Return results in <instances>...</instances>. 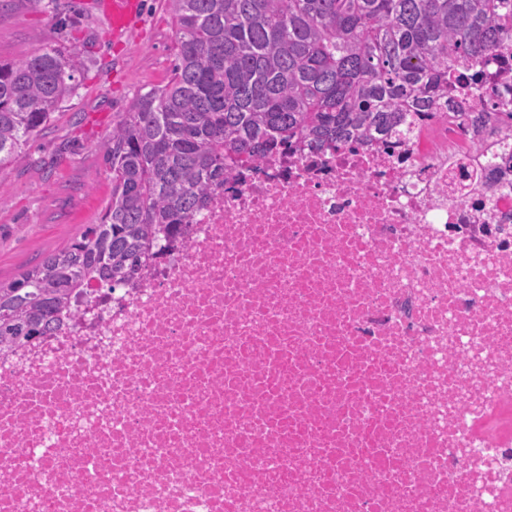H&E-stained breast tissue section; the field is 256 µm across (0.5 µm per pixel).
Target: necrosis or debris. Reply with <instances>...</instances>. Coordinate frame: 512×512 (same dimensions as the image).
<instances>
[{
    "label": "necrosis or debris",
    "mask_w": 512,
    "mask_h": 512,
    "mask_svg": "<svg viewBox=\"0 0 512 512\" xmlns=\"http://www.w3.org/2000/svg\"><path fill=\"white\" fill-rule=\"evenodd\" d=\"M401 136L241 166L0 350V512H512V42Z\"/></svg>",
    "instance_id": "necrosis-or-debris-1"
}]
</instances>
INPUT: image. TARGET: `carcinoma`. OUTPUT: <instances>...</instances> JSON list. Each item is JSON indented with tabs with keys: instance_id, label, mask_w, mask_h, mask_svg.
I'll return each mask as SVG.
<instances>
[{
	"instance_id": "obj_1",
	"label": "carcinoma",
	"mask_w": 512,
	"mask_h": 512,
	"mask_svg": "<svg viewBox=\"0 0 512 512\" xmlns=\"http://www.w3.org/2000/svg\"><path fill=\"white\" fill-rule=\"evenodd\" d=\"M171 80L112 126L99 222L0 282V346L52 333L84 289H113L171 247L224 160L387 135L408 108L512 40V0H168ZM73 49L0 61V167L77 89Z\"/></svg>"
}]
</instances>
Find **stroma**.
Returning a JSON list of instances; mask_svg holds the SVG:
<instances>
[{
    "label": "stroma",
    "mask_w": 512,
    "mask_h": 512,
    "mask_svg": "<svg viewBox=\"0 0 512 512\" xmlns=\"http://www.w3.org/2000/svg\"><path fill=\"white\" fill-rule=\"evenodd\" d=\"M98 0H0V60L43 48L86 57L76 94L0 168V282L96 223L112 193L106 144L133 102L165 86L177 53L167 0H143L142 22L116 39Z\"/></svg>",
    "instance_id": "obj_1"
}]
</instances>
